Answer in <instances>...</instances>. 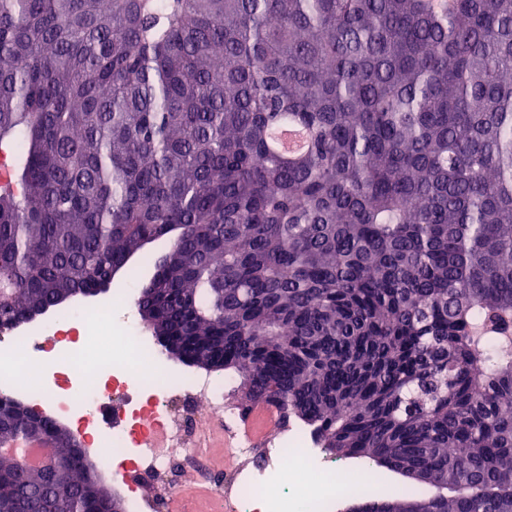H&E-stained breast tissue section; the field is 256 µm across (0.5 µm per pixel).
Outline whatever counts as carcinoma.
Listing matches in <instances>:
<instances>
[{"instance_id": "cac0c4a2", "label": "carcinoma", "mask_w": 512, "mask_h": 512, "mask_svg": "<svg viewBox=\"0 0 512 512\" xmlns=\"http://www.w3.org/2000/svg\"><path fill=\"white\" fill-rule=\"evenodd\" d=\"M0 162V328L137 258L242 410L437 490L393 512H512V0H0ZM26 432L80 445L0 397ZM12 468L0 512H97ZM306 134L299 129L295 130H276L272 135V146L276 149L299 150L304 147Z\"/></svg>"}]
</instances>
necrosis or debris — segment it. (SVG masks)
Here are the masks:
<instances>
[{
	"instance_id": "necrosis-or-debris-1",
	"label": "necrosis or debris",
	"mask_w": 512,
	"mask_h": 512,
	"mask_svg": "<svg viewBox=\"0 0 512 512\" xmlns=\"http://www.w3.org/2000/svg\"><path fill=\"white\" fill-rule=\"evenodd\" d=\"M111 327V310L77 303L65 316L0 330V396L42 403L44 416L72 426L129 492L130 512H173L188 474L211 486L223 512H256L261 499L296 489L304 452L242 435L245 416L231 405L227 380L192 372L156 384L131 355L148 348L136 321L119 330L126 350L98 352L96 337ZM216 441L232 448L218 469L202 452ZM260 456L273 463L277 484L253 481Z\"/></svg>"
}]
</instances>
